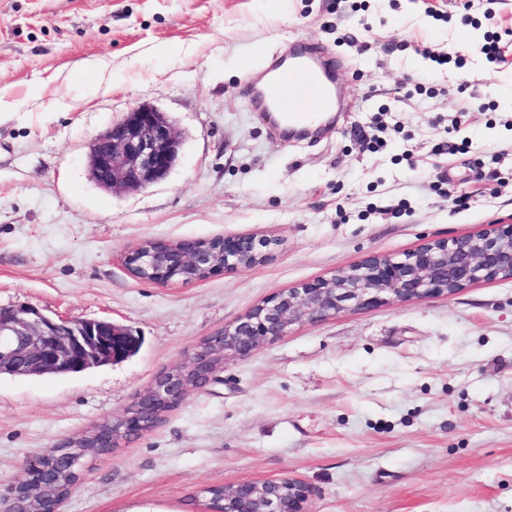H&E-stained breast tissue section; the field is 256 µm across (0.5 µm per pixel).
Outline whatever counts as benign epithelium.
Returning a JSON list of instances; mask_svg holds the SVG:
<instances>
[{
	"label": "benign epithelium",
	"mask_w": 512,
	"mask_h": 512,
	"mask_svg": "<svg viewBox=\"0 0 512 512\" xmlns=\"http://www.w3.org/2000/svg\"><path fill=\"white\" fill-rule=\"evenodd\" d=\"M180 138L166 116L141 104L91 142V177L105 190L138 191L165 178L176 165ZM276 241L224 235L210 240L147 241L128 251L133 274L166 284H192L218 271L268 260ZM512 279V224L456 238L429 240L395 259L370 255L333 276L280 290L254 306L224 332L197 344L181 364L162 371L145 396L114 420L125 434H138L158 407L178 405L192 390L206 388L226 360L288 333L296 322L324 320L369 306L452 296L480 281ZM135 337L107 320L53 318L24 305L0 307V375H57L115 364L130 358ZM38 460L27 463L28 480L11 489L6 512H31L47 491L36 477ZM308 486L292 478L245 482L224 488V512H309Z\"/></svg>",
	"instance_id": "7a95c632"
}]
</instances>
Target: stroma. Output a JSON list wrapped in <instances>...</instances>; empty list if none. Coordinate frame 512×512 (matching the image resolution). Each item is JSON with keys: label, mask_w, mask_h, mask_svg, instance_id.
<instances>
[{"label": "stroma", "mask_w": 512, "mask_h": 512, "mask_svg": "<svg viewBox=\"0 0 512 512\" xmlns=\"http://www.w3.org/2000/svg\"><path fill=\"white\" fill-rule=\"evenodd\" d=\"M465 2L0 0V306L142 341L118 364L0 376L1 494L279 290L512 224V42L487 63ZM419 44L473 54L439 69ZM311 47L338 58L344 109L287 140L241 87L257 54ZM143 103L172 121L179 160L144 190L104 191L90 143ZM374 120L378 148L361 136ZM224 235L278 246L193 284L123 262L147 240ZM288 477L310 512H512V280L291 325L87 461L61 512H208V488Z\"/></svg>", "instance_id": "stroma-1"}]
</instances>
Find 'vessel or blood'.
Returning a JSON list of instances; mask_svg holds the SVG:
<instances>
[{"instance_id":"b4317fda","label":"vessel or blood","mask_w":512,"mask_h":512,"mask_svg":"<svg viewBox=\"0 0 512 512\" xmlns=\"http://www.w3.org/2000/svg\"><path fill=\"white\" fill-rule=\"evenodd\" d=\"M328 67V62L314 54H298L288 69L269 76L263 84L246 85L243 94L257 105L274 107L285 127L307 125L333 96Z\"/></svg>"}]
</instances>
